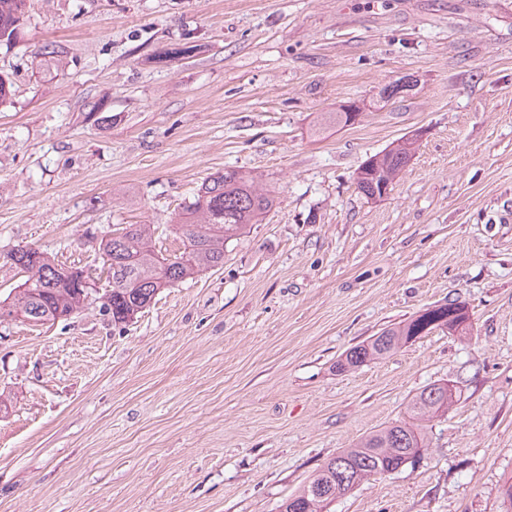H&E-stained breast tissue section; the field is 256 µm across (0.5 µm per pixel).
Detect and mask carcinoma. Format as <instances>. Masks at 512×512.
<instances>
[{"label": "carcinoma", "mask_w": 512, "mask_h": 512, "mask_svg": "<svg viewBox=\"0 0 512 512\" xmlns=\"http://www.w3.org/2000/svg\"><path fill=\"white\" fill-rule=\"evenodd\" d=\"M27 0H0V44H10L24 24ZM414 152L405 139L368 158L357 170V189L369 198L383 196L382 188L393 183ZM275 196L258 189L253 180L236 170L207 178L197 197L186 208L181 231L183 250L168 258L150 245L151 225L127 224L114 228L99 243L102 268L109 289L102 295L100 310L114 325L130 322L146 308L162 288L224 264V244L247 233L248 226L270 210ZM10 264L27 273V279L9 303H0V319L21 313L35 324H44L80 312L89 292L82 284L81 268H65L29 245L7 254ZM459 303L426 308L352 348L337 361L336 370L348 371L377 360L434 330L465 336L469 326L448 320V311ZM454 404L446 383H434L409 401V420H397L362 438L352 448L325 463L308 483L283 500L279 512H325L336 496L354 490L361 482L390 474L414 461L423 448L426 423Z\"/></svg>", "instance_id": "cac0c4a2"}]
</instances>
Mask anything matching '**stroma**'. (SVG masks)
<instances>
[{
    "mask_svg": "<svg viewBox=\"0 0 512 512\" xmlns=\"http://www.w3.org/2000/svg\"><path fill=\"white\" fill-rule=\"evenodd\" d=\"M0 74V301L15 246L86 268L115 225L150 224L168 255L206 178L277 196L128 324L95 303L0 322V512H278L442 380L456 402L415 461L329 512L512 507V0H28ZM351 103L354 124H322ZM405 138L388 194L360 193ZM451 300L467 336L337 371ZM413 144L410 139H405L368 158L356 172L354 180L357 189L369 198L382 197L383 186L392 185L410 161L414 152Z\"/></svg>",
    "mask_w": 512,
    "mask_h": 512,
    "instance_id": "stroma-1",
    "label": "stroma"
}]
</instances>
